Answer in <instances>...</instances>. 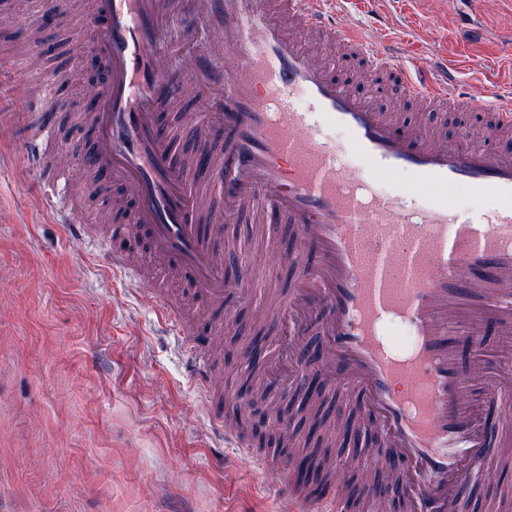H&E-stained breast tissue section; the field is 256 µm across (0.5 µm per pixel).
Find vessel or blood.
<instances>
[{"label": "vessel or blood", "mask_w": 512, "mask_h": 512, "mask_svg": "<svg viewBox=\"0 0 512 512\" xmlns=\"http://www.w3.org/2000/svg\"><path fill=\"white\" fill-rule=\"evenodd\" d=\"M193 4L179 38L161 22L164 0H91L77 20L69 0H43V11L74 28L72 60L107 73L87 106L79 153L93 191L118 190L115 220L140 230L209 303L203 315L163 282L152 285L196 362L207 404L229 409L214 417L225 446L251 452L244 425L253 406L219 393L212 339L236 301L249 298L252 274L242 258L225 262L210 239L226 215L248 213L258 224H292L297 241L294 284L263 312L280 333L262 382L285 394L320 379L375 446L359 470H387L385 484L366 479L351 497L338 468L326 466L329 491L319 496L295 463L259 455L281 472L289 512H373L390 494L403 512H466L467 488L512 454V369L466 349L480 327L512 353V93L493 85L471 98L446 64L408 59L397 40H369L338 19L331 0ZM215 28L223 53L199 48L188 68L222 88V108L195 115V154L182 159L172 149L179 129L164 113L185 85L169 60L182 41ZM324 41L344 46L367 83L399 85L404 108L385 109L336 78ZM436 112L465 117L462 140L437 135ZM339 127L346 143L331 136ZM214 185L220 212L206 209ZM39 188L58 223L86 231L91 216L59 207L49 182ZM455 190L472 194L476 207L449 208ZM108 261L137 280L151 275L133 270L121 248ZM391 325L407 330L406 347L387 338Z\"/></svg>", "instance_id": "b4317fda"}]
</instances>
